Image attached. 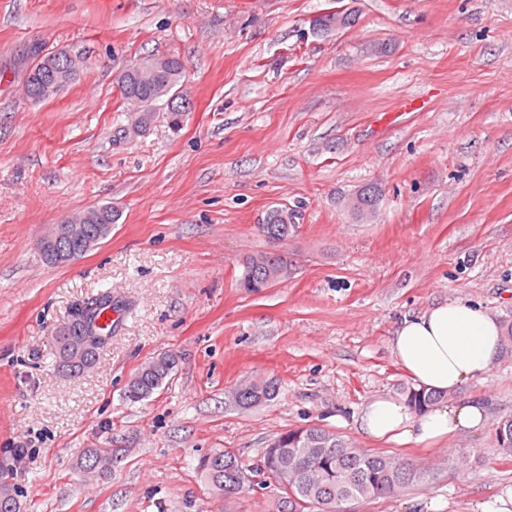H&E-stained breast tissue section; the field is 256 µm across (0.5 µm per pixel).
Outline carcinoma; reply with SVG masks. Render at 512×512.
<instances>
[{"mask_svg":"<svg viewBox=\"0 0 512 512\" xmlns=\"http://www.w3.org/2000/svg\"><path fill=\"white\" fill-rule=\"evenodd\" d=\"M355 22L354 16L342 11L327 12L318 18L313 33L326 34L337 28L348 27ZM34 63L29 74H37L43 82H51L48 69L55 71L68 68L79 71L81 60L65 52H42L33 48ZM150 71L143 82L135 72L126 68L115 78L121 96L138 104L130 123L121 129L124 137L134 139L144 134L156 120V105L166 102V121L177 131L183 117L191 111L189 99L178 94L183 86L185 67L177 56L148 55L133 61ZM87 224H115L119 213L110 206L87 210ZM298 212L292 208L271 207L265 211L258 230L269 240L285 241L297 229ZM282 269L281 256L262 253L246 260L240 279L241 287L258 292L274 284ZM123 304L112 299V292L105 291L94 299L79 305L72 314L67 328L56 337L55 357L58 366L72 376L82 374L95 363L99 352L92 350L90 361L83 365L72 363L71 350L79 345L92 328L100 336L103 345L112 338L99 324L101 315L108 309L119 312ZM178 357L162 353L144 362L128 381L125 396L131 401H142L154 394L171 376ZM277 394V384L271 379H255L230 392L232 403L241 409H249L269 401ZM408 404L421 412L441 399V395L413 385L403 388ZM498 447L506 454L512 453V417L498 420L494 429ZM274 448L265 449L259 463L246 467L232 452L216 450L204 456L198 463V471L210 494L220 498L243 492L241 476L249 473L260 478L263 487L278 478V469L289 474V491L292 498H278L275 512H337L340 505L360 499H376L395 496L407 485L422 478L421 473L409 461L396 455H381L362 451L334 432L318 426L289 430L276 438ZM112 467V449L99 448L91 452L83 469L89 473L108 471ZM0 512H20L16 489L7 482H0Z\"/></svg>","mask_w":512,"mask_h":512,"instance_id":"1","label":"carcinoma"}]
</instances>
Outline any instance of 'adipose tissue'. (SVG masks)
Here are the masks:
<instances>
[{"label": "adipose tissue", "mask_w": 512, "mask_h": 512, "mask_svg": "<svg viewBox=\"0 0 512 512\" xmlns=\"http://www.w3.org/2000/svg\"><path fill=\"white\" fill-rule=\"evenodd\" d=\"M502 340L494 315L463 301H447L404 318L392 350L416 386L452 394L487 374L501 353ZM484 419V406L471 399L420 413L405 399L379 395L360 409L354 425L370 439L432 444L478 428Z\"/></svg>", "instance_id": "1"}]
</instances>
